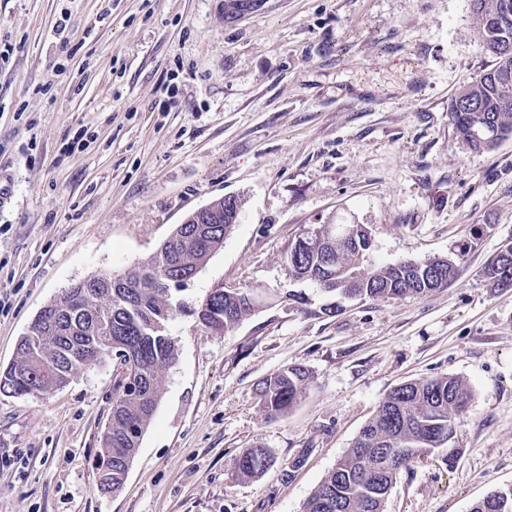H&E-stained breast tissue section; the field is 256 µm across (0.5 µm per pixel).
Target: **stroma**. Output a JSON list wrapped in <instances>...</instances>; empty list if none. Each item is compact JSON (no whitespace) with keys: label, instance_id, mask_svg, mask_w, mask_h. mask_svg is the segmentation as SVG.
<instances>
[{"label":"stroma","instance_id":"1","mask_svg":"<svg viewBox=\"0 0 512 512\" xmlns=\"http://www.w3.org/2000/svg\"><path fill=\"white\" fill-rule=\"evenodd\" d=\"M493 63L472 0H0V367L72 283L138 269L195 209L241 207L176 298L177 356L122 489L97 487L123 375L115 359L63 387L0 394V512H304L387 393L448 374L469 386L445 449L391 488L385 512H470L512 486V288L482 269L512 242V138L475 151L453 94ZM319 224H362L371 260L457 258L424 297L340 300L291 284L285 258ZM250 288L224 334L189 315ZM305 303L288 300V290ZM310 373L271 417L257 395ZM272 463L240 478L244 449ZM308 379L307 369L294 365L260 381L258 394L267 414L276 416L287 412L301 396Z\"/></svg>","mask_w":512,"mask_h":512}]
</instances>
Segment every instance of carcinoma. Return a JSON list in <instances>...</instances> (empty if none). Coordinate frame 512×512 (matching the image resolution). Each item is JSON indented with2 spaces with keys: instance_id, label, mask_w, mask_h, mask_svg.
<instances>
[{
  "instance_id": "obj_1",
  "label": "carcinoma",
  "mask_w": 512,
  "mask_h": 512,
  "mask_svg": "<svg viewBox=\"0 0 512 512\" xmlns=\"http://www.w3.org/2000/svg\"><path fill=\"white\" fill-rule=\"evenodd\" d=\"M509 2V9L502 8ZM261 0H224V15L235 19L259 6ZM484 48L495 54L499 43L512 42V0H472ZM456 96L478 104L475 112H448L458 138L475 151L490 150L512 136V60L509 66L494 60ZM209 234L199 237L195 222L177 225L152 258L125 276L127 287L112 297L105 292L87 294L77 306L67 296L51 301L71 312L58 326L41 315L33 321L18 346V357L0 371V393L23 386L41 392L66 385L78 370L106 356L91 349L105 339L131 354L124 380L112 401L111 437L103 441L102 454L112 457V491H118L151 422L160 399L158 369L175 360L168 322L177 311L173 284L156 277L162 264L187 274L208 261L229 235L230 214L224 201L215 203ZM315 238L291 248L286 257L288 279L309 281L324 292L349 298L394 300L425 296L448 285L457 266L435 258L427 262L403 260L380 265L368 260L370 242L356 224H319ZM512 245L501 248L482 275L493 288H509ZM254 291L245 288L213 289L197 308L206 311L203 327L216 333L234 328L255 310ZM309 372L289 366L259 383L258 394L270 416L288 411L301 396ZM470 398L467 383L456 376H439L405 382L379 404L352 448L311 494L304 512H384V504L400 470H410L441 437L455 432V422ZM271 457L264 448H247L239 460L243 477L263 473ZM98 474V486L106 479Z\"/></svg>"
}]
</instances>
